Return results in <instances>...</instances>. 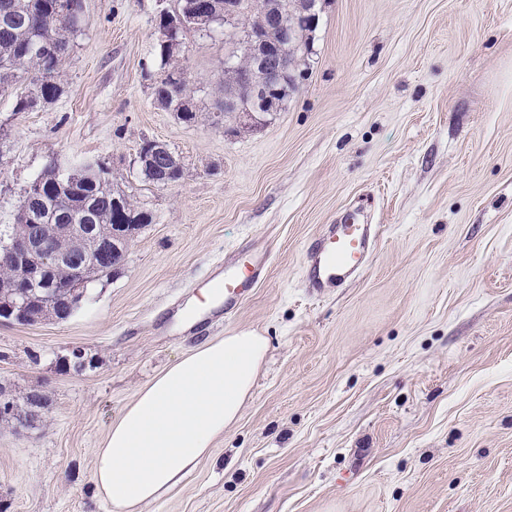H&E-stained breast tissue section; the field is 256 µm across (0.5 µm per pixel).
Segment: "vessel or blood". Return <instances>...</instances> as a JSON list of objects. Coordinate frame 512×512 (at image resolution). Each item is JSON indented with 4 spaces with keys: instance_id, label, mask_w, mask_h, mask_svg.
I'll use <instances>...</instances> for the list:
<instances>
[{
    "instance_id": "vessel-or-blood-1",
    "label": "vessel or blood",
    "mask_w": 512,
    "mask_h": 512,
    "mask_svg": "<svg viewBox=\"0 0 512 512\" xmlns=\"http://www.w3.org/2000/svg\"><path fill=\"white\" fill-rule=\"evenodd\" d=\"M374 248L368 225L347 222L327 225L305 252L308 285L316 292L341 286L366 268ZM267 270L265 253L246 254L236 262L225 261L224 270L210 273L209 285L224 291V308L232 310L250 284L261 280Z\"/></svg>"
}]
</instances>
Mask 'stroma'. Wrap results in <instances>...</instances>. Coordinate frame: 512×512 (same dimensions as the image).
Returning <instances> with one entry per match:
<instances>
[{
    "instance_id": "stroma-1",
    "label": "stroma",
    "mask_w": 512,
    "mask_h": 512,
    "mask_svg": "<svg viewBox=\"0 0 512 512\" xmlns=\"http://www.w3.org/2000/svg\"><path fill=\"white\" fill-rule=\"evenodd\" d=\"M173 4L83 0L63 95L0 99V228L52 161L99 162L152 215L69 320L0 322V383L53 401L42 425L0 426V512H111L93 450L112 420L242 329L268 349L239 420L143 512H512V0H318L298 91L254 122L220 112L238 29L189 33L190 124L152 98ZM146 140L179 182L141 178ZM356 209L380 229L367 268L313 292L307 243ZM249 250L271 264L243 304L183 322Z\"/></svg>"
}]
</instances>
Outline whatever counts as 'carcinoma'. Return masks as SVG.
Returning a JSON list of instances; mask_svg holds the SVG:
<instances>
[{"instance_id": "obj_1", "label": "carcinoma", "mask_w": 512, "mask_h": 512, "mask_svg": "<svg viewBox=\"0 0 512 512\" xmlns=\"http://www.w3.org/2000/svg\"><path fill=\"white\" fill-rule=\"evenodd\" d=\"M56 0H0V97L13 99L15 112L26 111L31 96H43L46 102L63 93L61 69L69 53L70 37L80 29L82 0H67L68 12L55 8ZM242 26H256L263 19L267 5L284 9L291 0H235ZM252 67V58L241 52L238 60L227 67L231 83L224 86V97L236 94L237 78ZM153 97L159 105L176 113L179 120L193 123L197 112L189 83L172 70L156 84ZM138 168L143 178L155 183L158 177L170 182L182 179L184 171L170 159L155 156L141 160ZM92 211L97 223L120 231L122 224H150L152 216L131 201L122 191L112 188V179H99L86 165L66 176L50 170L43 186L25 192L18 223L30 224L45 218L54 224H88L86 211Z\"/></svg>"}]
</instances>
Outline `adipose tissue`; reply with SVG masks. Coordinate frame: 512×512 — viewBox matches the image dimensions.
<instances>
[{"instance_id": "1", "label": "adipose tissue", "mask_w": 512, "mask_h": 512, "mask_svg": "<svg viewBox=\"0 0 512 512\" xmlns=\"http://www.w3.org/2000/svg\"><path fill=\"white\" fill-rule=\"evenodd\" d=\"M266 350L248 330L208 341L139 392L94 451V482L113 512H141L182 483L239 419Z\"/></svg>"}]
</instances>
